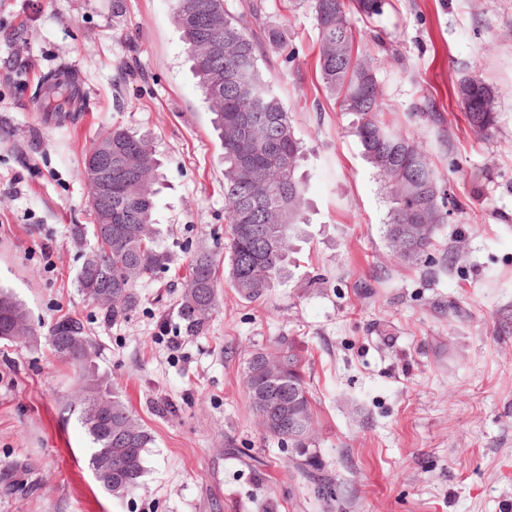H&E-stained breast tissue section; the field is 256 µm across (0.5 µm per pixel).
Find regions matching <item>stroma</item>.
<instances>
[{"mask_svg": "<svg viewBox=\"0 0 512 512\" xmlns=\"http://www.w3.org/2000/svg\"><path fill=\"white\" fill-rule=\"evenodd\" d=\"M297 51L260 66L304 146L310 210L290 276L241 300L224 259V147L170 0H0V287L23 301L35 342L0 340V512H512V0H389L352 14L387 123L418 138L447 185L426 261L396 262L386 191L325 89L310 0H265ZM67 63L82 112L36 108L42 75ZM477 78L498 128L472 132L453 89ZM146 136L162 164L155 198L170 262L139 283L119 321L76 277L92 235L83 160L108 130ZM220 259L207 331L177 316L193 255ZM82 319L98 378L149 430L146 471L113 498L89 467L72 369L47 341ZM308 360L316 448L335 485L324 505L293 481L290 445L267 435L243 381L252 352L281 339Z\"/></svg>", "mask_w": 512, "mask_h": 512, "instance_id": "35a3bbf8", "label": "stroma"}]
</instances>
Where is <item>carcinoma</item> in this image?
Here are the masks:
<instances>
[{
    "instance_id": "carcinoma-1",
    "label": "carcinoma",
    "mask_w": 512,
    "mask_h": 512,
    "mask_svg": "<svg viewBox=\"0 0 512 512\" xmlns=\"http://www.w3.org/2000/svg\"><path fill=\"white\" fill-rule=\"evenodd\" d=\"M385 0H312L317 30L321 80L343 111L354 116L353 133L366 160L389 190L393 208L385 237L396 259L418 263L434 245L436 226L443 223L446 189L427 160L417 139L380 120L381 93L374 69L359 55L350 11L371 17L383 12ZM264 4L250 2L247 12L231 15L224 0H172L173 17L183 32L194 74L214 115L213 124L224 146V219L228 224L225 249L228 278L240 299L252 303L268 295L289 277L288 248L305 223L307 184L298 176L301 142L281 98L260 68V40L253 22ZM268 43L284 57L296 59V50L274 30ZM66 67L44 73L40 100L45 111L59 112L76 99V86L62 77ZM457 95L470 128L482 136L498 127L494 92L482 81H460ZM112 141V233L105 232L103 215L92 210L96 246L85 255L77 275L83 296L117 320L138 308V283L150 280L168 264L158 244L154 198L160 181L159 163L149 142L115 127L100 141ZM259 224H277L279 248L271 247L252 231ZM218 263L215 255L199 252L188 266L178 307L184 332L195 336L206 330L218 304ZM27 320L24 305L0 289V340L26 343L32 329L12 334L17 321ZM48 342L55 355L79 369V406L94 451L89 465L97 481L114 498L139 487L145 473L144 454L152 435L129 406L102 385L90 369L91 342L83 322L72 316L56 322ZM284 367L275 380L266 378L252 354L244 370V384L265 431L293 448H309L291 461V477L302 483L326 507L334 493L315 447V415L307 364L293 344L279 348ZM267 388L282 402L278 410L260 411L254 387ZM303 418L305 431L291 432L292 421Z\"/></svg>"
}]
</instances>
